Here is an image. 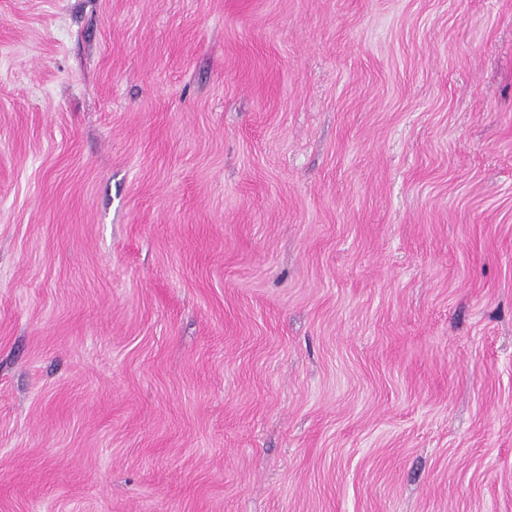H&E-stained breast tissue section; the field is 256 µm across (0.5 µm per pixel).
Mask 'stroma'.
I'll return each mask as SVG.
<instances>
[{
  "mask_svg": "<svg viewBox=\"0 0 512 512\" xmlns=\"http://www.w3.org/2000/svg\"><path fill=\"white\" fill-rule=\"evenodd\" d=\"M0 512H512V0H0Z\"/></svg>",
  "mask_w": 512,
  "mask_h": 512,
  "instance_id": "obj_1",
  "label": "stroma"
}]
</instances>
